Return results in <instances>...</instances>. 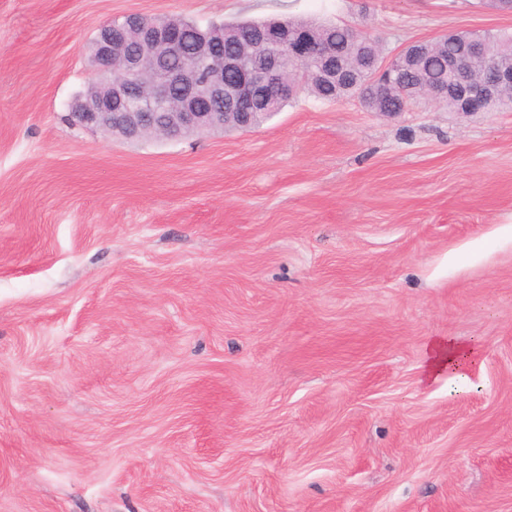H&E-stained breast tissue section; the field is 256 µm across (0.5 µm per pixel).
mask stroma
<instances>
[{
    "label": "stroma",
    "instance_id": "stroma-1",
    "mask_svg": "<svg viewBox=\"0 0 512 512\" xmlns=\"http://www.w3.org/2000/svg\"><path fill=\"white\" fill-rule=\"evenodd\" d=\"M130 14L512 32L486 0H0V512H512V112L72 125ZM442 336L479 357L422 381Z\"/></svg>",
    "mask_w": 512,
    "mask_h": 512
}]
</instances>
